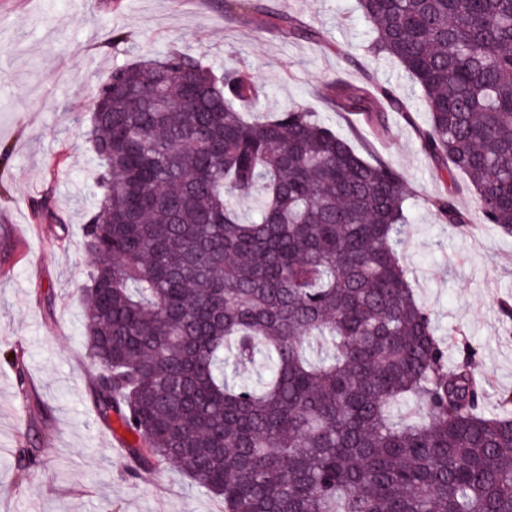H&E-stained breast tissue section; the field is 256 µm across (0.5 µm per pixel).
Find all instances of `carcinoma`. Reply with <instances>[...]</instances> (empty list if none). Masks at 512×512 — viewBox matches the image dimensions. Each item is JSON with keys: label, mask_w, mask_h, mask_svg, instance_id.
<instances>
[{"label": "carcinoma", "mask_w": 512, "mask_h": 512, "mask_svg": "<svg viewBox=\"0 0 512 512\" xmlns=\"http://www.w3.org/2000/svg\"><path fill=\"white\" fill-rule=\"evenodd\" d=\"M359 7L370 52L422 92L423 152L512 234V0ZM261 93L247 69L172 48L94 94L81 293L97 416L133 471L175 464L224 512H512V389L488 412L477 350L457 340L448 364L404 262L410 189L316 112L253 116ZM323 96L380 137L390 111L413 122L388 86L338 78ZM462 188L432 200L457 229ZM253 197L246 221L233 202ZM406 405L424 419L396 421Z\"/></svg>", "instance_id": "cac0c4a2"}]
</instances>
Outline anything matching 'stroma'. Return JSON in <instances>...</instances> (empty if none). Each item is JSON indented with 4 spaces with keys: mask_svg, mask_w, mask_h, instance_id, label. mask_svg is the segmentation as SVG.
<instances>
[{
    "mask_svg": "<svg viewBox=\"0 0 512 512\" xmlns=\"http://www.w3.org/2000/svg\"><path fill=\"white\" fill-rule=\"evenodd\" d=\"M283 12L319 40L268 25ZM125 31L127 43L111 41ZM371 25L358 0H0V351L24 358L28 395L0 360V512H224L222 499L162 463L130 473L111 429L89 399L96 373L85 349L80 286L90 270L80 229L92 205L97 160L84 135L88 101L113 65L175 47L217 68L250 69L263 88L255 106L270 117L291 108L319 113L361 153L400 173L412 192L404 256L409 279L440 336L458 331L476 347L492 390L512 388V334L499 305L512 303V235L482 223L470 193L458 204L470 226L442 223L430 201L450 190L421 150L427 127L420 91L395 62L367 50ZM412 105L414 122L390 113L385 138L320 95L336 77L365 75ZM51 200L58 221L37 216ZM33 442L41 463L21 474L16 450Z\"/></svg>",
    "mask_w": 512,
    "mask_h": 512,
    "instance_id": "1",
    "label": "stroma"
}]
</instances>
